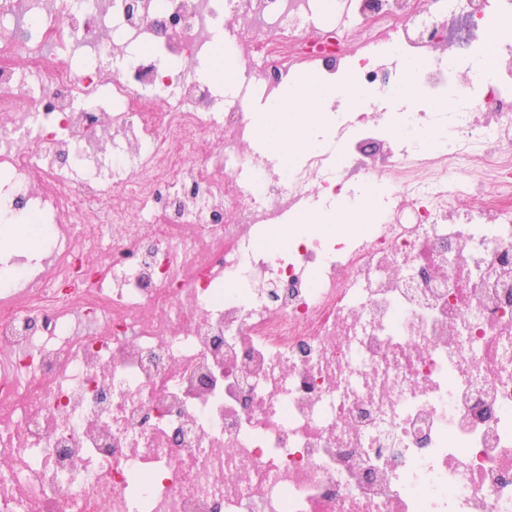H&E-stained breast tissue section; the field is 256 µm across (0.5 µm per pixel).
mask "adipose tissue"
<instances>
[{
  "mask_svg": "<svg viewBox=\"0 0 512 512\" xmlns=\"http://www.w3.org/2000/svg\"><path fill=\"white\" fill-rule=\"evenodd\" d=\"M342 101L349 108L359 105L350 81L332 85L309 82L301 87L284 88L278 98L252 116L254 136L278 145L282 156L297 158L301 153L321 145L334 116L331 105ZM374 192L364 194L359 209L334 203L330 207L305 214L306 224H335L346 233L359 232L371 221Z\"/></svg>",
  "mask_w": 512,
  "mask_h": 512,
  "instance_id": "adipose-tissue-1",
  "label": "adipose tissue"
}]
</instances>
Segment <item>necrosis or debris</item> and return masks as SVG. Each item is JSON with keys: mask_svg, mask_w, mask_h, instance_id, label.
Masks as SVG:
<instances>
[{"mask_svg": "<svg viewBox=\"0 0 512 512\" xmlns=\"http://www.w3.org/2000/svg\"><path fill=\"white\" fill-rule=\"evenodd\" d=\"M478 0H0V512H512V53ZM271 96L355 60L369 96L274 171L189 79L216 31ZM422 59L437 157L357 44ZM374 174L382 217L276 263L281 203ZM474 34L468 14H456L448 18L445 41L457 55L462 56L468 51Z\"/></svg>", "mask_w": 512, "mask_h": 512, "instance_id": "4bbe7bcc", "label": "necrosis or debris"}]
</instances>
